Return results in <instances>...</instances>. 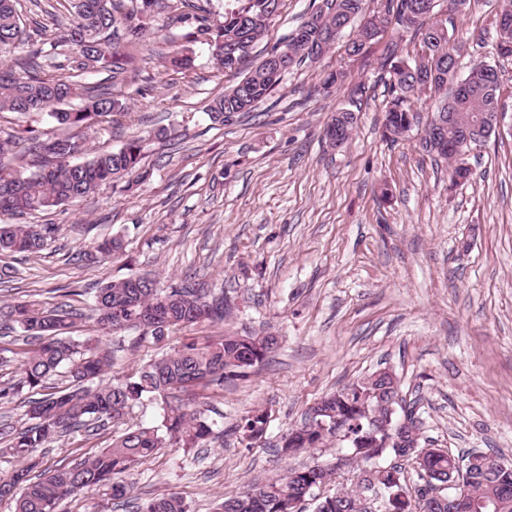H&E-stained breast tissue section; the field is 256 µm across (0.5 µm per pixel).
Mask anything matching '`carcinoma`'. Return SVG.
<instances>
[{"instance_id":"carcinoma-1","label":"carcinoma","mask_w":512,"mask_h":512,"mask_svg":"<svg viewBox=\"0 0 512 512\" xmlns=\"http://www.w3.org/2000/svg\"><path fill=\"white\" fill-rule=\"evenodd\" d=\"M66 27L52 38L29 39L22 61L0 67V112L26 114L47 112L60 126L71 129L62 137L29 138L30 145L19 149L20 137H0V214L24 215L52 210L83 198L99 186L133 176L148 177L140 166L143 145L130 139L120 148L93 154L82 162L77 155L87 151L80 138L82 128L98 119L127 109L126 100L109 88H83L82 106L64 107L76 95L74 84L63 77H49L45 68H65L76 78L86 73L106 71L112 83H124L134 71L135 59L123 51L127 45L144 41L148 21L160 6L159 0H68ZM282 0H240V5L224 13V21L213 27L203 15L184 13L180 19L195 27L184 35L186 42L206 41L218 68L245 72L244 77L224 95L213 100L208 117L215 125H231L254 110L281 82L283 75L265 71L264 62L249 64L253 46L265 34L267 25L253 21L261 9L280 10ZM368 0H320L312 5L308 18L288 37L271 48L291 52L293 66L312 62L327 53L342 33L344 23L366 15ZM378 8L369 17L382 24L394 23L404 32L420 37L422 53L405 57L398 45H385L381 66L390 73L387 86L391 96L386 111L384 136L396 142L414 127L424 126L421 148L428 155L452 164L451 181H466L471 169L453 152L438 147L433 140V121L446 116L445 135L453 142L471 128L485 122V116L501 104L500 82L489 84L473 76L460 84L453 57L459 54L453 34L429 22L427 6L434 0H376ZM25 23L17 0H0V49L24 41ZM373 27L358 28L347 52L360 56L379 42ZM443 94L428 119L413 111L407 102L423 89ZM357 123L354 110L339 108L325 129L324 139L332 147L336 139L347 142ZM54 224L0 223V251L24 257L39 253L55 236ZM229 309L224 294H211L191 285H160L153 277L138 281L128 277L108 282L93 296L91 310L104 330H137L139 342L149 340L164 345L171 329L210 320L224 321ZM78 313L50 310L32 301L0 307V336L12 334L34 349L22 358L15 375L0 384V403L20 400L24 423L0 419V453L19 462L10 474L0 477V501L14 503V512H56L68 496L112 483V498L127 497L133 488L130 471L155 449L167 446L201 448L214 434L215 422L205 417L203 404L186 396L198 389L224 388L227 383L245 380L270 357L276 340L273 335L227 333L200 346L192 341L162 354L120 382H106L111 352L99 348L79 349L68 336ZM64 370L69 384L45 392L48 380ZM400 394L397 381L375 372L327 394L311 408L312 415L288 430L280 451L284 455L308 448H323L335 439L347 453L361 459L349 462L357 480L340 488L342 497H322L314 512H451L448 497H428L431 484L450 480L454 493H464L489 509L480 512H512V465L496 453L471 452L460 460L441 448L417 446L411 453L416 479L406 475L397 459L403 449L367 448L365 412ZM143 397L161 401L159 424H132L124 428L99 454L78 463L41 469L35 452L49 448L64 434L86 428L92 434L123 418L126 409ZM337 424L338 430L323 431L321 423ZM421 420L410 409L404 413L406 439L419 443ZM267 426L265 413L255 409L241 418L231 434L251 446L261 439ZM336 467L317 464L291 468L267 483L239 495L222 499L218 512H298L301 497L331 478ZM136 512H189L176 494L141 501Z\"/></svg>"}]
</instances>
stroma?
Listing matches in <instances>:
<instances>
[{"instance_id": "stroma-1", "label": "stroma", "mask_w": 512, "mask_h": 512, "mask_svg": "<svg viewBox=\"0 0 512 512\" xmlns=\"http://www.w3.org/2000/svg\"><path fill=\"white\" fill-rule=\"evenodd\" d=\"M155 34L134 47L138 71L115 94L126 114L102 119L90 152L143 141L149 179L99 187L79 202L24 216L58 231L37 255H0L15 281L0 285V305L39 300L54 307L59 289H79L72 305L90 308L91 289L149 274L161 283H197L224 294L223 323L170 332L167 345L229 332L270 331L280 345L248 380L208 391L222 438L203 448L167 447L135 465L140 498L181 496L190 512H214L222 496L264 484L285 468L336 453L307 449L285 457L278 444L310 407L377 370L392 371L422 421L420 442L458 455L491 451L512 463V131L471 152L473 175L457 186L449 165L433 161L418 134L398 142L383 135L387 110L381 45L345 52L347 28L330 52L285 75L267 100L239 122L215 126L211 101L239 82L218 69L208 44H185L188 27L169 24L180 0H164ZM503 0H469L456 19L460 69L496 67L502 103L512 117V58L492 48V22ZM312 0H283L254 60L295 30ZM188 46L191 67L169 55ZM344 78L331 91L328 73ZM364 93L351 99L350 91ZM358 104L350 140L330 147L323 131L336 108ZM172 134L160 140L159 128ZM118 236L123 248L88 257L94 243ZM78 340L112 352L108 377L123 378L155 359L136 331L107 332L92 316L76 322ZM267 410L265 436L252 447L229 431L255 409ZM112 431L65 435L41 450L44 466L94 456ZM57 512H129L100 485L61 501Z\"/></svg>"}]
</instances>
